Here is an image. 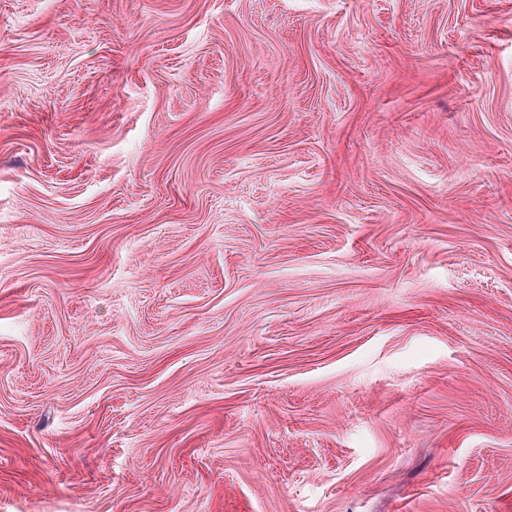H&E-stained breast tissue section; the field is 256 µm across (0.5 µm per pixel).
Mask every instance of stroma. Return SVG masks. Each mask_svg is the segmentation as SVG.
Returning <instances> with one entry per match:
<instances>
[{
	"instance_id": "stroma-1",
	"label": "stroma",
	"mask_w": 512,
	"mask_h": 512,
	"mask_svg": "<svg viewBox=\"0 0 512 512\" xmlns=\"http://www.w3.org/2000/svg\"><path fill=\"white\" fill-rule=\"evenodd\" d=\"M0 512H512V0H0Z\"/></svg>"
}]
</instances>
